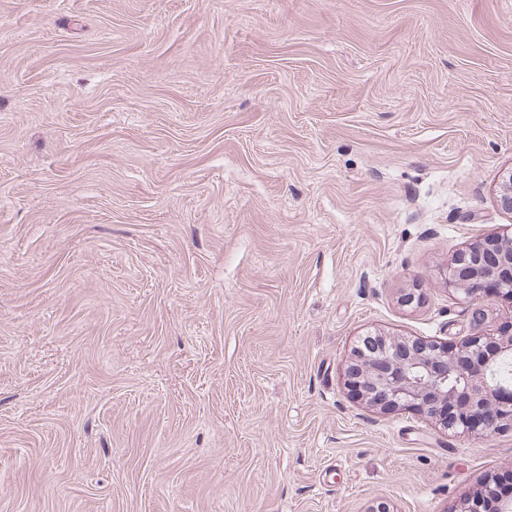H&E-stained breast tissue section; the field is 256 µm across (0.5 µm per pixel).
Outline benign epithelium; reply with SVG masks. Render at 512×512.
<instances>
[{
    "instance_id": "7a95c632",
    "label": "benign epithelium",
    "mask_w": 512,
    "mask_h": 512,
    "mask_svg": "<svg viewBox=\"0 0 512 512\" xmlns=\"http://www.w3.org/2000/svg\"><path fill=\"white\" fill-rule=\"evenodd\" d=\"M499 203L512 213V171L503 179ZM448 289L477 302L497 295L512 303V231L478 238L448 265ZM512 358V323L472 335L460 344L374 333L352 350L345 370L351 396L383 412L417 411L450 431L480 438L512 430V387L492 379ZM494 500L512 512V496L492 482L461 500L457 512H481Z\"/></svg>"
}]
</instances>
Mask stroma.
Listing matches in <instances>:
<instances>
[{"label":"stroma","instance_id":"35a3bbf8","mask_svg":"<svg viewBox=\"0 0 512 512\" xmlns=\"http://www.w3.org/2000/svg\"><path fill=\"white\" fill-rule=\"evenodd\" d=\"M510 171L512 0H0V512H455L512 431L344 371L512 321ZM509 230L478 238L458 252L448 265V290L470 302L497 295L511 304L512 228Z\"/></svg>","mask_w":512,"mask_h":512}]
</instances>
